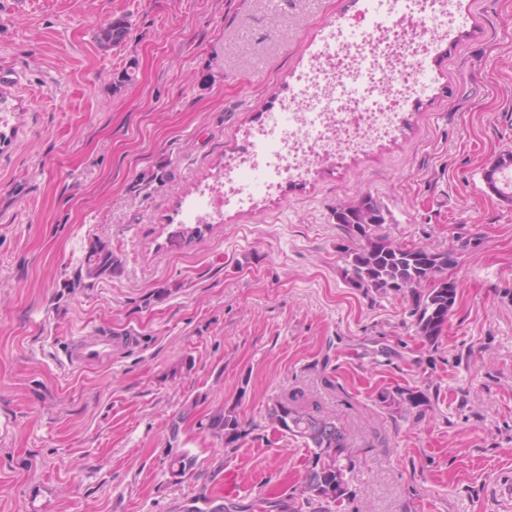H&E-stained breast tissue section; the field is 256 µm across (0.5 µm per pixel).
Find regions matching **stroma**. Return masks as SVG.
Here are the masks:
<instances>
[{
	"instance_id": "obj_1",
	"label": "stroma",
	"mask_w": 512,
	"mask_h": 512,
	"mask_svg": "<svg viewBox=\"0 0 512 512\" xmlns=\"http://www.w3.org/2000/svg\"><path fill=\"white\" fill-rule=\"evenodd\" d=\"M365 0H0V512H268L312 454L267 410L335 418L351 491L334 512H505L512 483V201L484 174L512 152V0H455L426 94L388 138L217 207L328 27ZM127 21L119 45L98 39ZM370 194L396 244L457 249L456 303L423 344L403 292L351 286L333 211ZM122 260L85 275L95 241ZM130 336L75 372L78 336ZM420 389L419 411L384 393ZM235 409L225 446L204 424ZM179 423L171 432V423ZM195 456L173 477L169 451Z\"/></svg>"
}]
</instances>
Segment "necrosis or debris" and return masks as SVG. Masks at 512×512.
I'll use <instances>...</instances> for the list:
<instances>
[{
	"instance_id": "1",
	"label": "necrosis or debris",
	"mask_w": 512,
	"mask_h": 512,
	"mask_svg": "<svg viewBox=\"0 0 512 512\" xmlns=\"http://www.w3.org/2000/svg\"><path fill=\"white\" fill-rule=\"evenodd\" d=\"M382 7L381 20L329 33L293 104L269 113L248 165L234 176L236 197L300 173L313 149H361L393 132L395 106L425 89L399 72L398 61L426 56L434 40L450 35L454 15L452 0H383ZM416 18L421 28H412Z\"/></svg>"
}]
</instances>
